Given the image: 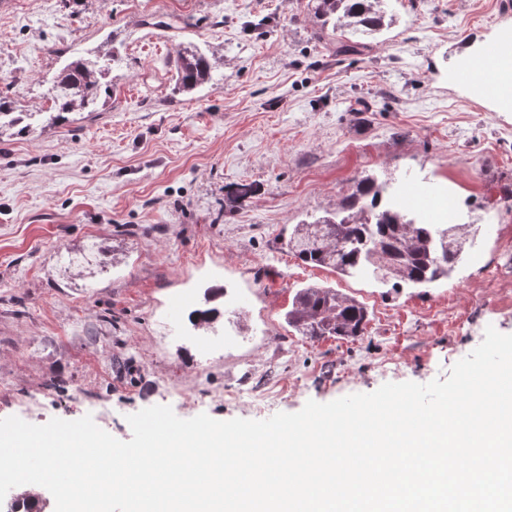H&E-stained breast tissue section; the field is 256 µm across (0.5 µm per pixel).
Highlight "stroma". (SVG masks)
Wrapping results in <instances>:
<instances>
[{"label":"stroma","mask_w":512,"mask_h":512,"mask_svg":"<svg viewBox=\"0 0 512 512\" xmlns=\"http://www.w3.org/2000/svg\"><path fill=\"white\" fill-rule=\"evenodd\" d=\"M500 2L393 0L395 24L340 54L311 0H0V96L28 111L71 58L119 50L104 111L0 137V418L89 414L127 441V415L149 406L251 419L261 392L268 414L295 413L446 379L487 326L512 334V110L458 76L512 26ZM189 42L216 78L175 95ZM365 176L453 192L478 248L453 277L392 294L289 253V225ZM242 183L255 195L223 214ZM308 285L362 302L364 335L288 327ZM215 287L221 314L195 328Z\"/></svg>","instance_id":"35a3bbf8"}]
</instances>
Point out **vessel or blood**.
I'll list each match as a JSON object with an SVG mask.
<instances>
[{"label":"vessel or blood","mask_w":512,"mask_h":512,"mask_svg":"<svg viewBox=\"0 0 512 512\" xmlns=\"http://www.w3.org/2000/svg\"><path fill=\"white\" fill-rule=\"evenodd\" d=\"M469 71L471 91L475 98L511 102L512 28H504L495 40L487 42ZM403 204L428 215L434 214L437 208L435 196L419 187L407 193Z\"/></svg>","instance_id":"1"}]
</instances>
